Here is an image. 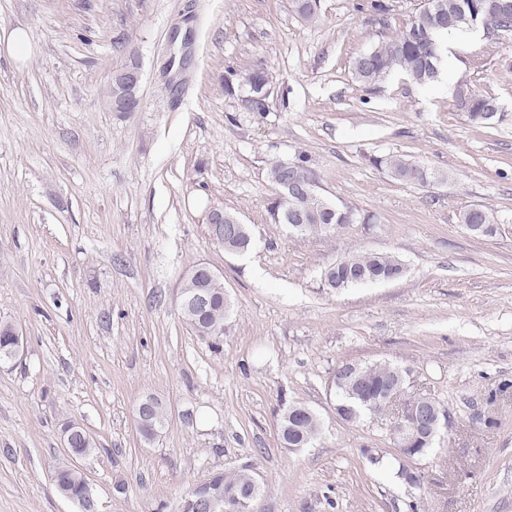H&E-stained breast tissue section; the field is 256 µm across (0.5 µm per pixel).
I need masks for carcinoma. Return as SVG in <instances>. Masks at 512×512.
Here are the masks:
<instances>
[{
	"instance_id": "carcinoma-1",
	"label": "carcinoma",
	"mask_w": 512,
	"mask_h": 512,
	"mask_svg": "<svg viewBox=\"0 0 512 512\" xmlns=\"http://www.w3.org/2000/svg\"><path fill=\"white\" fill-rule=\"evenodd\" d=\"M428 5L421 6L396 36L379 43L368 51L357 56L352 64L356 79L365 85H374L392 72H399L415 83L426 86L438 76V67L445 53V40L449 36L461 35L468 27L456 23L461 17L477 20L481 26L490 31L512 34V2L508 0H426ZM320 0H292V7L306 22L314 23L319 19ZM270 83V74L263 67H256L244 73L241 85L247 88L249 102L254 108L263 110ZM467 84L457 86L455 93L456 107L465 112L468 119L477 125H489L495 121L499 112L496 100L488 95L474 93L471 95L469 107L463 108L462 90ZM373 166L387 171L396 181L407 184L427 185L437 175L427 167L401 156L373 157ZM311 169L308 155L300 153L293 158H275L269 163L267 175L270 182L279 186L292 170ZM298 205L308 215L307 227L303 233L313 231H334L346 224L362 222L368 224L373 215H361L352 209L339 206L315 191L303 196ZM460 223L481 224L486 228V235L495 232L490 213L480 207L470 208L461 213ZM253 237L250 228H245L239 236L224 237L221 246L225 251L233 249H251ZM400 261L389 254L367 253L346 254L324 272V281L333 280L337 288L345 289L363 285L361 281L344 278V271L357 269L365 275L373 272L385 273L398 269ZM230 304L216 300L209 313H198L194 316L195 323L191 328L198 332L219 326L229 312ZM361 376L359 394L365 399L376 403L372 409H343L340 419L355 422L366 413H382L386 409L383 393L392 384L399 382L402 372L399 367L387 362L359 366ZM317 416L304 415L293 429H288V410H283L281 425L287 427L281 442L283 447L297 446L304 435L316 438L317 433L311 430V422ZM224 482V497L242 491L250 494L249 470H239L231 474L215 471L206 476L197 486ZM57 491L68 499L82 502L86 488L79 473L60 470L57 473Z\"/></svg>"
}]
</instances>
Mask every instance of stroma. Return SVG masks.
Returning a JSON list of instances; mask_svg holds the SVG:
<instances>
[{"instance_id":"1","label":"stroma","mask_w":512,"mask_h":512,"mask_svg":"<svg viewBox=\"0 0 512 512\" xmlns=\"http://www.w3.org/2000/svg\"><path fill=\"white\" fill-rule=\"evenodd\" d=\"M0 0V320L25 351L0 365V512H78L58 494L62 438L100 512H178L216 470L257 471V512H512V34L457 37L437 81L395 73L365 86L354 59L393 37L422 0ZM24 30L30 52L5 40ZM137 57L143 103L104 104L114 69ZM272 75L264 111L245 88ZM496 98L489 128L457 110L459 83ZM306 153L329 200L370 224L292 235L272 223L267 163ZM447 174L398 182L371 157ZM483 207L496 231L471 234ZM237 214L254 246L211 240V210ZM407 267L391 283L327 287L348 253ZM223 277L231 310L217 345L179 311L189 270ZM388 362L434 396L450 424L397 477L389 420L334 409L339 364ZM167 425L144 441L146 397ZM312 409L319 435L283 448L284 406ZM269 83L270 74L261 66L246 71L241 79V85L247 88L251 96L248 101L260 112L263 110V100ZM461 224H471L467 226V230L471 233L478 235L482 232L481 227L476 224H481L486 228L485 236L492 235L495 232V226L492 222L490 213L480 207L470 208L461 213Z\"/></svg>"}]
</instances>
